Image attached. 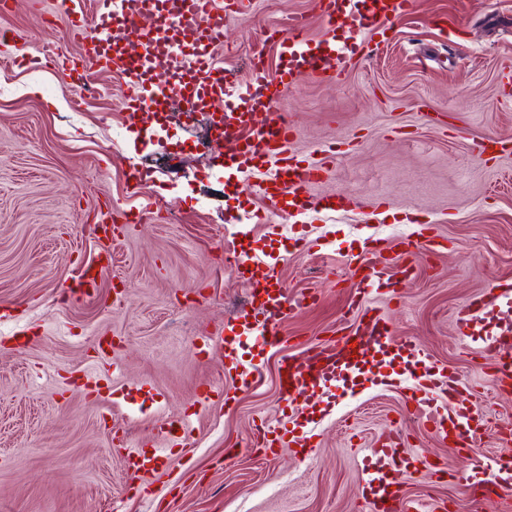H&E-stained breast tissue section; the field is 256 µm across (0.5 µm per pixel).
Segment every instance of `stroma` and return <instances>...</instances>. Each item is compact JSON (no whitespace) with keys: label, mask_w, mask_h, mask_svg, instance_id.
I'll list each match as a JSON object with an SVG mask.
<instances>
[{"label":"stroma","mask_w":512,"mask_h":512,"mask_svg":"<svg viewBox=\"0 0 512 512\" xmlns=\"http://www.w3.org/2000/svg\"><path fill=\"white\" fill-rule=\"evenodd\" d=\"M294 14L307 17L309 38L327 34L314 0H245L225 20L216 54L240 85L257 53L275 77L272 34ZM70 23L57 0H10L0 12V55L44 62L0 65V512H361L362 454L389 430L402 438L409 498L512 512V493L477 507L422 467L481 480L487 460L512 455V387L480 367L494 322L479 321L465 346L454 319L491 285L512 283V153L478 150L484 137L512 139V0H415L385 35L366 38L342 78L295 75L278 109L295 126L289 153L323 167L310 195L363 205L296 218L268 213L248 181L223 169L225 144L203 114L170 101L134 118L121 76L93 74L87 96L80 77L63 80L53 58L77 63L82 53L60 37ZM107 217L121 227L103 242L95 226ZM427 227L435 245L411 256L404 298L369 297L395 339L425 353L396 360L389 385L364 382L339 400L319 392L303 411L279 397V351L243 340L262 372L248 390L211 353L214 330L248 307L249 280L225 267V249L277 256L289 295L316 291L282 324L295 351L337 341L366 238L393 248ZM89 264L101 271L99 299L63 300ZM102 336L113 341L104 353ZM434 372L470 385L485 411L483 466L408 421L414 378ZM209 382L224 392L197 410ZM184 416L189 430L165 431V419ZM299 421L311 456L254 447L257 425ZM118 425L129 447L161 450L167 469L131 482Z\"/></svg>","instance_id":"stroma-1"}]
</instances>
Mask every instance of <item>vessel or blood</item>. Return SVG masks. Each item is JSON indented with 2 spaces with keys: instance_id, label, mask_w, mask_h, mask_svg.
Listing matches in <instances>:
<instances>
[{
  "instance_id": "1",
  "label": "vessel or blood",
  "mask_w": 512,
  "mask_h": 512,
  "mask_svg": "<svg viewBox=\"0 0 512 512\" xmlns=\"http://www.w3.org/2000/svg\"><path fill=\"white\" fill-rule=\"evenodd\" d=\"M413 6L414 0H316L318 14L328 27H335L348 14H355L350 40L343 44L332 38L312 41L307 36V20L298 19L280 38L287 62L276 77L277 83L287 89L297 72L322 74L334 69L336 64L346 63L356 54L367 31L391 24L412 11ZM230 9L226 0H153L151 11L157 17L154 28L148 31L132 28V35L142 45L163 55L173 52L177 32H192L191 50L185 60L187 77L183 80L164 79L162 73L144 64L111 55L106 32L112 16H139L143 11L141 0H103L102 9L93 21L85 23L78 19L66 37L85 47L83 62L88 68L109 70L125 77L128 105L133 114L149 115L158 98L170 96L181 98L190 108L206 113L210 126L223 129L225 140L236 146L235 151L224 156L225 169L255 178L256 191L269 210L304 215L309 210L307 189L318 181L322 168L289 154L288 142L294 127L284 113L277 111V97L269 93L263 69H254L253 82L242 93L241 103L232 102L228 69L212 52L224 40V21ZM260 113L266 116L261 125L255 122ZM356 262L363 271L357 288L359 297L382 289L391 298H402L413 274L412 265L400 264L390 272L361 255ZM224 263L235 271H249L255 287L249 292L250 312L217 330L211 343L216 354L224 358L226 369L234 372L239 386L248 388L255 383L256 372L242 360L239 337L252 334L258 336L262 345L279 347L283 342L280 325L299 308L300 302L280 288L275 267L257 255L233 248L225 251ZM98 277L96 270L86 268L66 291L80 298L94 297L99 287ZM485 314L498 316L501 327L496 335L485 340L482 356L493 381H511L512 290L489 288L479 298L458 308L459 333H467L471 323ZM392 347H395L393 332L384 317L358 314L346 321L337 346L313 344L281 357L280 395L294 402L307 393L343 387L359 377L377 383L385 378ZM462 397L460 381L449 378L448 398L455 401V409L443 410L434 397L425 396L416 399L409 416L434 436L454 438L474 454L478 451V431L486 426L487 420L480 411L462 404ZM390 458L391 451L387 448L371 449L363 458L364 512H423V504L405 494L398 473L390 466ZM126 463L133 480L163 466L161 454H149L137 448L127 450ZM456 481L472 497L486 498L501 488L499 481L474 482L462 474L457 475Z\"/></svg>"
}]
</instances>
